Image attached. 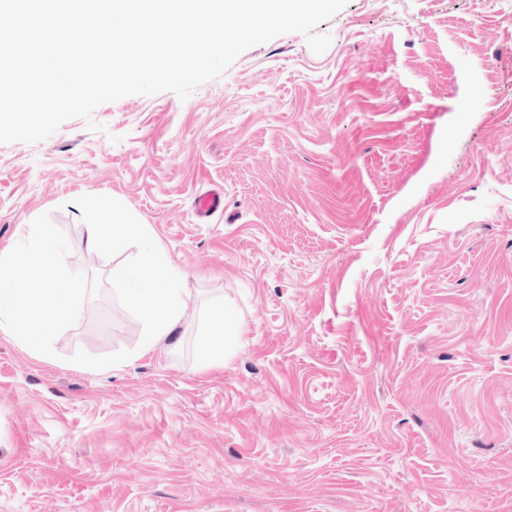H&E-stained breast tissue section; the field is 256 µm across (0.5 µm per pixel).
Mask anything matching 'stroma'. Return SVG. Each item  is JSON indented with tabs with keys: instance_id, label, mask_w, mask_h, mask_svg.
Returning a JSON list of instances; mask_svg holds the SVG:
<instances>
[{
	"instance_id": "1",
	"label": "stroma",
	"mask_w": 512,
	"mask_h": 512,
	"mask_svg": "<svg viewBox=\"0 0 512 512\" xmlns=\"http://www.w3.org/2000/svg\"><path fill=\"white\" fill-rule=\"evenodd\" d=\"M188 99L0 144V252L41 214L100 276L54 356L0 333V512H512V0H349ZM217 190L224 208L199 218ZM150 226L192 298L137 349L76 197ZM242 334L205 367V311Z\"/></svg>"
}]
</instances>
